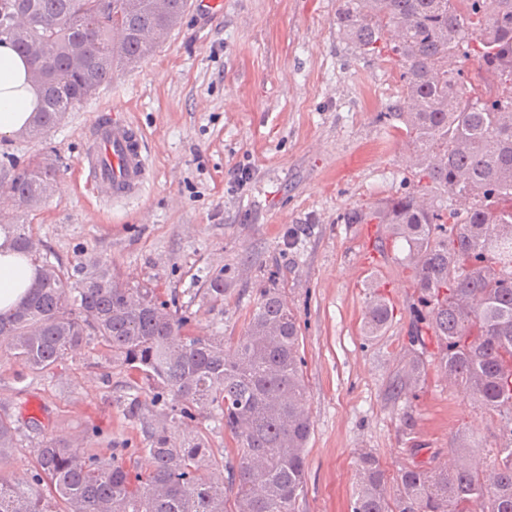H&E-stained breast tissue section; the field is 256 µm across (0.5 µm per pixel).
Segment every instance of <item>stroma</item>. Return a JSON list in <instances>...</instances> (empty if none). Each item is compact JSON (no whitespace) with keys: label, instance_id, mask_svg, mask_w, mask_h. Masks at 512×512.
I'll use <instances>...</instances> for the list:
<instances>
[{"label":"stroma","instance_id":"1","mask_svg":"<svg viewBox=\"0 0 512 512\" xmlns=\"http://www.w3.org/2000/svg\"><path fill=\"white\" fill-rule=\"evenodd\" d=\"M341 5L224 0L218 16L189 6L153 55L115 73L43 137L0 140L18 166L36 155L58 161L52 195L28 218L53 259L97 258L124 282L157 285L189 316L191 335L236 341L260 289L280 290L299 327L312 420L295 512H350L361 452L392 480L401 464L433 453L452 464L461 430L487 441L497 432L435 367L405 399L390 393L410 360L411 272L375 250L384 225L346 217L410 188L413 153L385 116L401 95L400 68L355 52L336 22ZM108 112L142 133L149 164L145 190L119 203L106 201L87 162ZM243 167L240 187L232 178ZM217 277L216 302L208 288ZM375 288L393 318L369 339L363 319ZM133 396L150 404L147 381L95 339L44 376L0 359V414L42 423L13 449V471L28 476L44 436L105 457L141 443L126 410ZM406 406L412 439L401 431Z\"/></svg>","mask_w":512,"mask_h":512}]
</instances>
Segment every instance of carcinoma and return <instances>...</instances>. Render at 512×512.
I'll list each match as a JSON object with an SVG mask.
<instances>
[{
	"mask_svg": "<svg viewBox=\"0 0 512 512\" xmlns=\"http://www.w3.org/2000/svg\"><path fill=\"white\" fill-rule=\"evenodd\" d=\"M170 5L163 15L152 0H0V40L24 56L31 38L51 44L47 58L30 61L42 97L25 134L40 137L116 71L151 55L156 46L141 33L176 27L188 0ZM18 11L31 16L26 35L11 30ZM337 24L360 54L385 49L402 68L390 116L415 154L413 178L440 197L407 191L348 222L383 224L388 238L380 247L401 244L416 288L407 346L424 352L434 337L437 370L497 417L489 465L464 429L451 466L433 457L402 465L393 497L379 460L361 453L350 512H512V0H344ZM461 57L476 61L478 81L465 79ZM57 172L45 157L21 171L9 157L0 162L20 210L1 216L0 228L12 231L26 256L33 228L24 216L49 197ZM30 260L32 287L15 309L0 312V356L32 374L51 373L96 338L153 384L163 409L142 415L145 447L114 448L110 461L43 438L25 481L8 469L19 420L0 414V512H295L311 420L296 320L279 289H260L229 354L224 337L187 333L188 317L174 318L157 288L123 283L107 263L65 267L46 252ZM391 317L386 299L371 294L365 335L379 336ZM423 369L415 357L396 394ZM205 407L222 414L236 454L201 472ZM171 423L183 429L179 444ZM136 453L150 455L152 469L133 472L119 461Z\"/></svg>",
	"mask_w": 512,
	"mask_h": 512,
	"instance_id": "cac0c4a2",
	"label": "carcinoma"
}]
</instances>
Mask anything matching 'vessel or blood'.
Here are the masks:
<instances>
[{"label": "vessel or blood", "mask_w": 512, "mask_h": 512, "mask_svg": "<svg viewBox=\"0 0 512 512\" xmlns=\"http://www.w3.org/2000/svg\"><path fill=\"white\" fill-rule=\"evenodd\" d=\"M88 163L94 180L107 188L111 201L137 195L148 179V164L138 131L108 114L96 124Z\"/></svg>", "instance_id": "1"}]
</instances>
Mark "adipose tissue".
Returning a JSON list of instances; mask_svg holds the SVG:
<instances>
[{"label": "adipose tissue", "instance_id": "ef3b65f1", "mask_svg": "<svg viewBox=\"0 0 512 512\" xmlns=\"http://www.w3.org/2000/svg\"><path fill=\"white\" fill-rule=\"evenodd\" d=\"M28 67L10 42L0 43V139L27 129L39 107L41 92L29 81ZM34 278L29 257L14 251L0 233V311L12 309L27 294Z\"/></svg>", "mask_w": 512, "mask_h": 512}]
</instances>
